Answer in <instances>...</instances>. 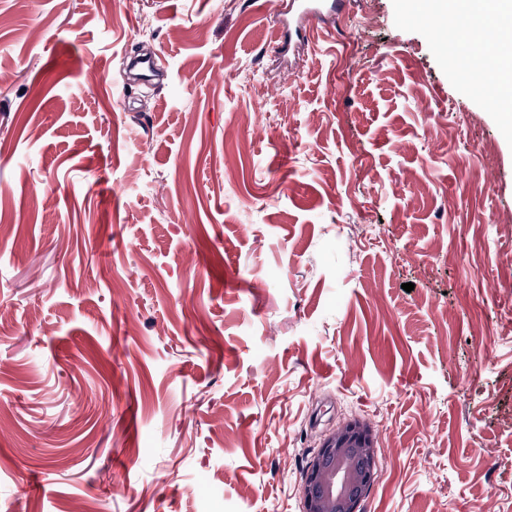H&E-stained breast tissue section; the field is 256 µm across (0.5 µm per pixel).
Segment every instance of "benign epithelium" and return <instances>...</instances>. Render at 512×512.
Listing matches in <instances>:
<instances>
[{
    "mask_svg": "<svg viewBox=\"0 0 512 512\" xmlns=\"http://www.w3.org/2000/svg\"><path fill=\"white\" fill-rule=\"evenodd\" d=\"M377 453L373 430L362 420L329 434L308 463L304 512H361L377 475Z\"/></svg>",
    "mask_w": 512,
    "mask_h": 512,
    "instance_id": "benign-epithelium-1",
    "label": "benign epithelium"
}]
</instances>
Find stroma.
Instances as JSON below:
<instances>
[{
    "label": "stroma",
    "mask_w": 512,
    "mask_h": 512,
    "mask_svg": "<svg viewBox=\"0 0 512 512\" xmlns=\"http://www.w3.org/2000/svg\"><path fill=\"white\" fill-rule=\"evenodd\" d=\"M350 13L0 0V512H303L356 417L362 512H512V74ZM124 69L133 72L135 77L156 80L159 76L157 57L152 53L145 57L129 58L124 63Z\"/></svg>",
    "instance_id": "1"
}]
</instances>
